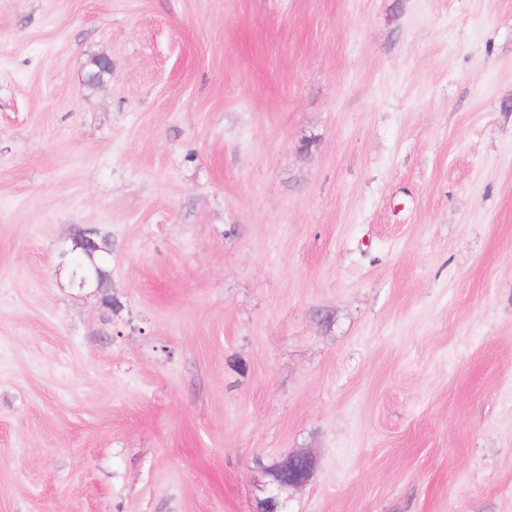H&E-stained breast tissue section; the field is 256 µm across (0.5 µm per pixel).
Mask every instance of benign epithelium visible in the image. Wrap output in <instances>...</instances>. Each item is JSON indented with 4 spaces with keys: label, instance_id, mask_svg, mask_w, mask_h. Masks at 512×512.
<instances>
[{
    "label": "benign epithelium",
    "instance_id": "benign-epithelium-1",
    "mask_svg": "<svg viewBox=\"0 0 512 512\" xmlns=\"http://www.w3.org/2000/svg\"><path fill=\"white\" fill-rule=\"evenodd\" d=\"M100 275L101 271L94 264L90 269L72 270L71 282L79 288L99 290L103 288ZM316 465L312 453L301 451L274 462L270 469L262 468L256 512H287L290 494L313 479Z\"/></svg>",
    "mask_w": 512,
    "mask_h": 512
}]
</instances>
